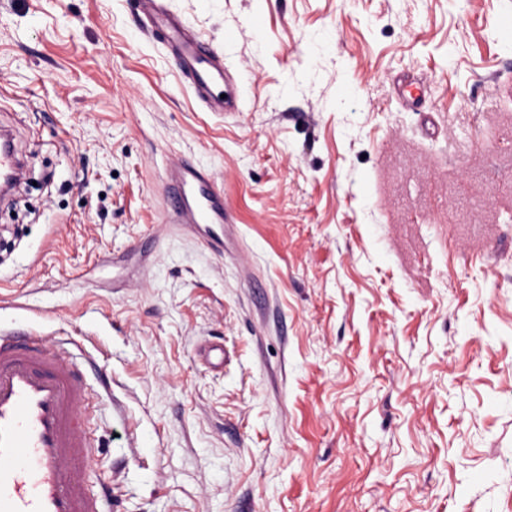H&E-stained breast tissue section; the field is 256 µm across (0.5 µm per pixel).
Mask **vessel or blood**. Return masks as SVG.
<instances>
[{"instance_id":"obj_1","label":"vessel or blood","mask_w":512,"mask_h":512,"mask_svg":"<svg viewBox=\"0 0 512 512\" xmlns=\"http://www.w3.org/2000/svg\"><path fill=\"white\" fill-rule=\"evenodd\" d=\"M153 28L164 31L184 73L209 111L236 109L208 93L224 80L222 56L185 23L145 0ZM178 223L203 230L219 245L224 197L209 173L176 161L168 168ZM70 339L55 343L25 331L0 329V512H108L109 492L89 494L80 474L92 455L88 383Z\"/></svg>"}]
</instances>
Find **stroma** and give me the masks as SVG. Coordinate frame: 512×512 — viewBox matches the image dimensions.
Returning <instances> with one entry per match:
<instances>
[{
	"instance_id": "1",
	"label": "stroma",
	"mask_w": 512,
	"mask_h": 512,
	"mask_svg": "<svg viewBox=\"0 0 512 512\" xmlns=\"http://www.w3.org/2000/svg\"><path fill=\"white\" fill-rule=\"evenodd\" d=\"M0 0V328L111 380L112 512H512V0ZM424 90L418 104L402 82ZM224 193V249L164 169ZM209 345L224 349L206 362ZM146 16L153 28L164 31L181 69L192 80L199 98L210 112H230L237 109V102L225 97L211 99L208 92L224 82L222 56L208 43L194 36L185 23L167 15L156 7L155 0H144Z\"/></svg>"
}]
</instances>
